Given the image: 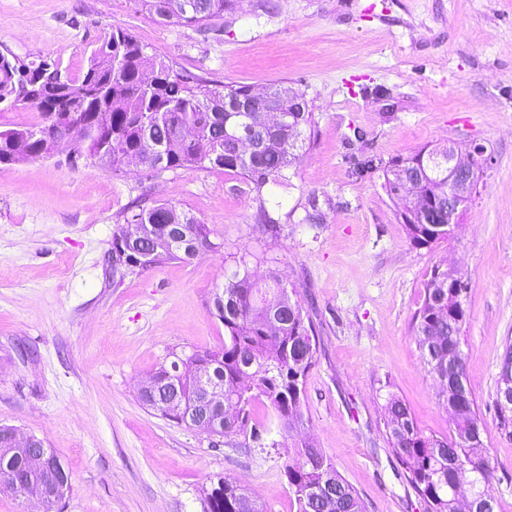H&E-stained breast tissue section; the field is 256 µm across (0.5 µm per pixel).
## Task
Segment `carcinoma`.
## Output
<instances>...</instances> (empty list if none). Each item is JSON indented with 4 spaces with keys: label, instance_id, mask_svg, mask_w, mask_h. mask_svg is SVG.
Wrapping results in <instances>:
<instances>
[{
    "label": "carcinoma",
    "instance_id": "cac0c4a2",
    "mask_svg": "<svg viewBox=\"0 0 512 512\" xmlns=\"http://www.w3.org/2000/svg\"><path fill=\"white\" fill-rule=\"evenodd\" d=\"M152 18L164 24L203 27L224 11L233 0H139ZM272 95L284 97L287 121L273 125L265 112H226L224 104L251 99L256 106ZM28 105L46 122L0 130V163H15L50 155L53 144L68 139L66 127L49 126L48 112L69 113L75 119L98 114L112 124V169L120 170L135 157L143 167L161 170L222 169L239 176L256 193L255 224L260 233L276 236L277 220L262 196L270 183L290 181L289 170L302 149L300 137L313 127V113L301 93L286 81L264 87L226 84L212 88L192 80L172 66L153 60L130 33L116 29L102 40L89 59L86 72L78 79L62 73L58 63L47 59L26 61L9 49L0 50V106ZM251 128L260 142L258 153L242 157L238 138ZM103 140L91 136L72 149L92 156ZM432 148L412 156L396 158L383 169L384 188L402 173H413L426 164ZM448 176L440 168L428 171L422 191L433 200L427 213H399L406 237L414 246L428 247L450 237L445 220ZM174 214L180 224H191L198 246L214 248L213 231L193 215L167 203L150 207L135 205L124 215L127 224H152L159 236ZM189 262L193 256L177 242L151 259L119 257L128 268L146 267L165 261ZM233 269L224 274V287L212 297L215 315L224 324V346L206 351H172L153 372L159 389L166 387L170 363L180 360L190 366L182 386L186 397L196 389L195 362L210 365V373L224 383V433L240 432L248 423V407L264 399L277 412L282 430L288 433L285 474L297 512H366L358 492L336 471L322 449L308 443L298 429L303 424L304 379L317 360L316 326L309 313L288 291L277 273L253 276L246 257L232 259ZM464 296L448 301V270L436 267L424 286V297L414 316L415 338L423 363L430 374L435 366L453 357L463 375V389L469 407L455 411L451 402L458 397L455 383H446L439 404L448 411L452 436H425L418 429L408 406L390 395L385 405V427L394 456L406 470L408 482L427 503L429 512H454L451 499L454 484L469 476L478 480L481 493L470 512H485V505L497 507L493 472L484 440L486 426L469 386L461 333L466 321ZM8 425H0V484L21 487L39 485L44 474L29 470L10 450ZM204 512H264L263 506L245 489L220 478L204 492Z\"/></svg>",
    "mask_w": 512,
    "mask_h": 512
}]
</instances>
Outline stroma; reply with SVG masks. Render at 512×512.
I'll return each instance as SVG.
<instances>
[{
	"label": "stroma",
	"mask_w": 512,
	"mask_h": 512,
	"mask_svg": "<svg viewBox=\"0 0 512 512\" xmlns=\"http://www.w3.org/2000/svg\"><path fill=\"white\" fill-rule=\"evenodd\" d=\"M133 34L155 60L210 84L286 81L316 120L286 185L265 205L276 237L252 228L240 177L146 175L70 162L67 150L0 163V424L33 434L70 474L62 512H203L223 478L266 512H297L285 435L266 403L249 433L214 445L138 398L173 347L211 350L224 325L210 297L226 254H254L296 289L316 325L304 428L367 512H425L387 441L395 393L427 436L450 432L414 336L435 267L469 282L462 349L487 428L498 512H512V434L499 427V358L512 336V0H236L207 31L154 21L138 0H0V46L81 77L101 35ZM483 145L492 158L451 238L413 246L382 166L431 145ZM374 158L356 176L351 157ZM168 202L221 251L127 269L112 243L132 203Z\"/></svg>",
	"instance_id": "stroma-1"
}]
</instances>
